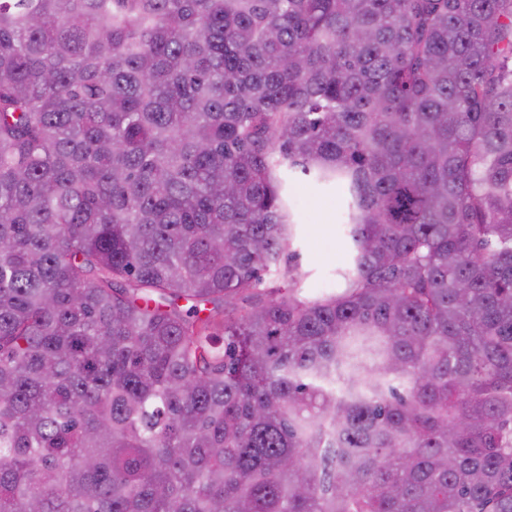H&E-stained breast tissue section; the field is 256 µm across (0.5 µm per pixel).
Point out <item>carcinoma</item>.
I'll return each mask as SVG.
<instances>
[{
	"label": "carcinoma",
	"instance_id": "1",
	"mask_svg": "<svg viewBox=\"0 0 512 512\" xmlns=\"http://www.w3.org/2000/svg\"><path fill=\"white\" fill-rule=\"evenodd\" d=\"M0 512H512V0H0ZM296 214L295 247L303 270L309 272L305 292L336 288V269L347 260V245L337 224L339 198L333 188L298 177L289 184Z\"/></svg>",
	"mask_w": 512,
	"mask_h": 512
}]
</instances>
